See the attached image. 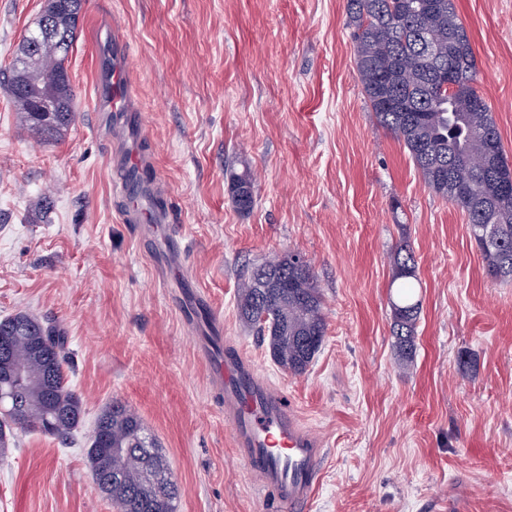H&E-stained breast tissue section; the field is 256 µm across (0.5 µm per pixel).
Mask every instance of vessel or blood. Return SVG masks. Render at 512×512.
I'll list each match as a JSON object with an SVG mask.
<instances>
[{"instance_id": "1", "label": "vessel or blood", "mask_w": 512, "mask_h": 512, "mask_svg": "<svg viewBox=\"0 0 512 512\" xmlns=\"http://www.w3.org/2000/svg\"><path fill=\"white\" fill-rule=\"evenodd\" d=\"M102 104L120 124L112 150L113 189L129 198L126 220L138 224H166L168 208L162 202L167 190L159 176L140 182L143 171H151L150 157L129 146L138 127L128 94L120 56L101 87ZM218 385L224 413L233 427L236 447L263 492L272 494L287 512H302L319 487L321 442L301 424L286 397L271 388L240 355L225 354L217 365Z\"/></svg>"}]
</instances>
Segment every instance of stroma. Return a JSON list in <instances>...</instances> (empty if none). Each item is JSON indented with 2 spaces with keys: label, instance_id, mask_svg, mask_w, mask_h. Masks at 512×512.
<instances>
[{
  "label": "stroma",
  "instance_id": "35a3bbf8",
  "mask_svg": "<svg viewBox=\"0 0 512 512\" xmlns=\"http://www.w3.org/2000/svg\"><path fill=\"white\" fill-rule=\"evenodd\" d=\"M512 159V0H454ZM46 0H0V72ZM120 28L141 147L169 228L125 222L96 57ZM77 117L36 144L0 84V320L64 329L83 419L22 432L0 512H113L86 462L109 403L160 444L177 512H283L232 439L203 360L249 361L320 440L306 512H512V281L492 279L464 213L424 183L356 76L346 0H85L65 62ZM250 166L254 205L231 175ZM416 259L410 362L391 335V252ZM298 254L324 299L323 346L294 376L240 318L247 268Z\"/></svg>",
  "mask_w": 512,
  "mask_h": 512
}]
</instances>
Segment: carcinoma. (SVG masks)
Instances as JSON below:
<instances>
[{
    "mask_svg": "<svg viewBox=\"0 0 512 512\" xmlns=\"http://www.w3.org/2000/svg\"><path fill=\"white\" fill-rule=\"evenodd\" d=\"M83 0H48L35 28L23 37L9 67L11 100L30 132L46 143L76 118L65 60L76 37ZM356 75L377 123L407 149L426 186L462 210L490 277L512 281V196L499 194L494 175L509 162L493 110L474 87L477 62L457 22L454 0H347ZM453 74L450 95L440 87ZM232 198L240 210L254 203L249 168L234 174ZM397 300L392 302L394 344L409 360L420 315L409 281L415 257L405 245L392 253ZM241 319L268 341L282 370L304 374L326 335L324 301L311 267L290 257L265 260L247 272L237 299ZM21 336L13 363L24 382L14 406L0 410V458L17 432L68 437L80 422L82 401L69 387L67 336L27 312L0 320V336ZM86 461L115 512H177L178 486L135 411L114 401L95 420Z\"/></svg>",
    "mask_w": 512,
    "mask_h": 512,
    "instance_id": "1",
    "label": "carcinoma"
}]
</instances>
